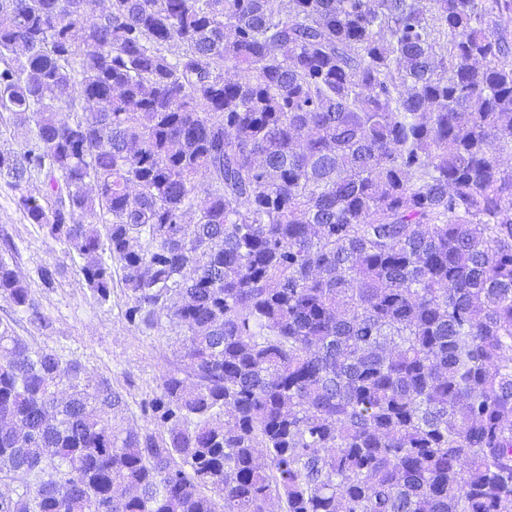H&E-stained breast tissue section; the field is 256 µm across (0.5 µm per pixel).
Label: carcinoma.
Returning a JSON list of instances; mask_svg holds the SVG:
<instances>
[{
  "mask_svg": "<svg viewBox=\"0 0 512 512\" xmlns=\"http://www.w3.org/2000/svg\"><path fill=\"white\" fill-rule=\"evenodd\" d=\"M510 24L512 0H0V112L28 127L0 180L100 301L115 262L126 320L181 336L134 429L0 322V512H512ZM0 297L48 326L1 258Z\"/></svg>",
  "mask_w": 512,
  "mask_h": 512,
  "instance_id": "cac0c4a2",
  "label": "carcinoma"
}]
</instances>
